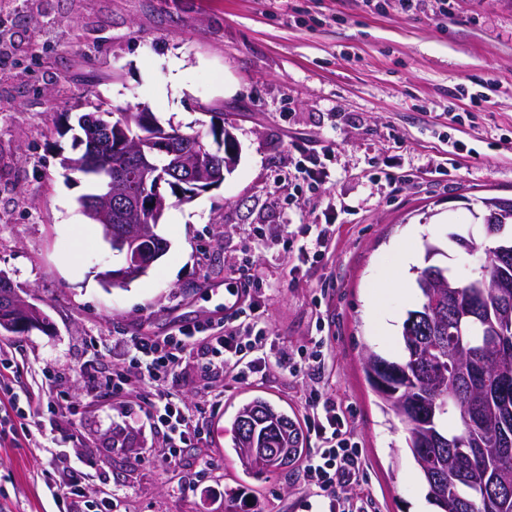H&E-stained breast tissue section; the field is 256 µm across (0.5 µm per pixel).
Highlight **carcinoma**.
Instances as JSON below:
<instances>
[{"label": "carcinoma", "instance_id": "cac0c4a2", "mask_svg": "<svg viewBox=\"0 0 512 512\" xmlns=\"http://www.w3.org/2000/svg\"><path fill=\"white\" fill-rule=\"evenodd\" d=\"M112 112L94 106L79 117L75 140L93 155L88 176L112 171V140L101 128ZM433 267L417 269L418 304L402 323V354L368 349L363 371L384 410L407 430L406 445L426 498L437 512H512V335H495L512 322V264L491 261L486 277L496 287L476 298L471 315L455 308L468 295L462 281L422 288ZM233 450L245 471L259 477L288 466L302 452V435L288 414L257 397L234 419Z\"/></svg>", "mask_w": 512, "mask_h": 512}]
</instances>
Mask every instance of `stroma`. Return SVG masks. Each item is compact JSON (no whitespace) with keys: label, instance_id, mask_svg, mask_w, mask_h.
I'll return each instance as SVG.
<instances>
[{"label":"stroma","instance_id":"obj_1","mask_svg":"<svg viewBox=\"0 0 512 512\" xmlns=\"http://www.w3.org/2000/svg\"><path fill=\"white\" fill-rule=\"evenodd\" d=\"M6 0L0 7V270L51 327L0 333L22 370L18 393L55 401L43 374L70 376L77 414H53L50 447H0V512H56L49 466L83 474L87 499L119 492L120 512H302L299 463L260 478L232 450V419L261 396L296 424L319 380L353 425L366 466L352 492L365 512H412L423 500L407 433L365 382L366 349L401 354L398 325L415 308L398 254L447 246L449 231L480 235L486 197L512 199V0ZM144 105L161 125L202 131L224 120L239 161L224 182L166 209L168 250L148 273L103 285L120 268L79 199L94 186L60 166V134L76 103ZM331 174L310 191L300 162ZM289 224H332L317 263L283 250ZM261 270L258 303L270 364L262 379L224 382L205 444L166 463L146 415L149 390L97 392L83 370L90 340L108 374L112 340L163 336L224 314L239 269ZM395 328L385 329L384 315ZM319 347L316 378L280 357Z\"/></svg>","mask_w":512,"mask_h":512}]
</instances>
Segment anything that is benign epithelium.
I'll use <instances>...</instances> for the list:
<instances>
[{"label":"benign epithelium","mask_w":512,"mask_h":512,"mask_svg":"<svg viewBox=\"0 0 512 512\" xmlns=\"http://www.w3.org/2000/svg\"><path fill=\"white\" fill-rule=\"evenodd\" d=\"M216 144L226 147L224 164H217L208 141L197 138L195 149L185 148L178 129L160 130L152 116L141 109L138 115L123 113L113 129L114 152L123 160V171L104 179L102 196L87 202L85 211L97 216L103 225L104 239L125 256L119 275L108 274L110 284H122L143 276L162 253L161 244L153 236L151 223H158L166 208L163 186L181 190V184L194 183L192 196L220 185L238 160L237 143L223 124L213 125ZM126 224L112 226V215ZM9 309L34 323L42 318L40 311L22 299L10 297Z\"/></svg>","instance_id":"7a95c632"}]
</instances>
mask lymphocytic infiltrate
<instances>
[{"mask_svg": "<svg viewBox=\"0 0 512 512\" xmlns=\"http://www.w3.org/2000/svg\"><path fill=\"white\" fill-rule=\"evenodd\" d=\"M335 232L331 224H301L286 233L288 254L316 260L322 257ZM255 274L242 277V285L231 292L235 317L245 319L243 329L227 327L225 321H205L180 326L165 336H128L115 339L123 349L124 361L113 368L104 381L106 387L118 391L134 383L149 386L147 412L162 429L167 453L166 463L178 462L184 448L206 442L204 408L187 406L177 387L176 375L188 354L198 353L199 369L204 378L232 375L246 381L264 373L267 358L263 342L267 329L257 318ZM13 362L7 351L0 349V447L17 443L19 437L30 436L29 414L17 407L10 381ZM305 428L316 442L304 461L305 480L313 497L329 500V512H364L344 489L359 484L363 458L344 411L335 399L320 388L308 397ZM44 485L61 512H115L117 498H104L93 506H83L80 480L74 470L51 469L43 474Z\"/></svg>", "mask_w": 512, "mask_h": 512, "instance_id": "lymphocytic-infiltrate-1", "label": "lymphocytic infiltrate"}]
</instances>
